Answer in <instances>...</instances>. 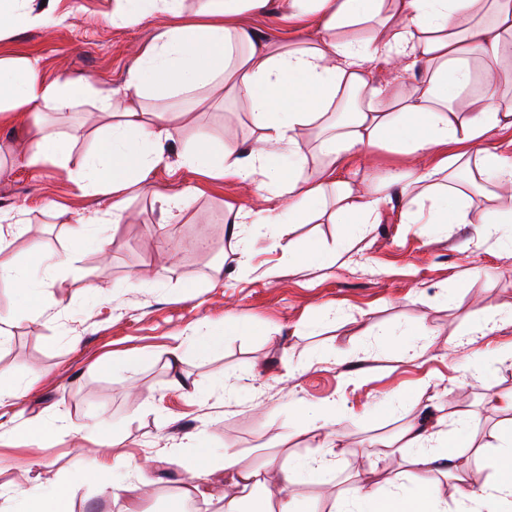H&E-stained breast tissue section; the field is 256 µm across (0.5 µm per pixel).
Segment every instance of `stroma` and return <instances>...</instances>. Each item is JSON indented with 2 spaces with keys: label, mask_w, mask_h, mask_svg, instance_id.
<instances>
[{
  "label": "stroma",
  "mask_w": 512,
  "mask_h": 512,
  "mask_svg": "<svg viewBox=\"0 0 512 512\" xmlns=\"http://www.w3.org/2000/svg\"><path fill=\"white\" fill-rule=\"evenodd\" d=\"M115 0H60L62 25L20 29L0 40V57H37L46 80L85 76L94 89L121 86L158 25L118 27ZM244 24L266 40L311 36L276 9L247 14ZM45 125L71 138L78 167L108 120L93 98L68 110L46 109ZM29 135L21 125L0 127V211L25 206V232L10 247L14 262L31 266V248L60 257L57 277L37 276L42 308L19 318L0 346V376L29 382L22 412L0 419V512H19L20 478L63 479L107 462L114 484L138 483L132 512H167L195 461L193 449L172 460L157 456L164 443L200 437L212 459L225 450L248 468L279 471L285 456L314 450L294 415L323 409L337 446L320 482L300 479L295 494L330 512L339 494L385 486L403 470L385 457L392 442L424 406L436 407L442 427L471 423L460 476L434 474L441 500L455 507L463 486L490 474L494 434L512 413L494 409L490 395L512 394V322L483 326L487 310L512 311V253L480 242L473 224H401L385 208L379 223L322 221L294 225L276 242L254 227L251 261L235 263L236 242L224 226L231 209L275 206L274 189L245 190L213 180L183 163L186 149L204 140L213 149L253 137L246 113L213 102L195 112L166 145L167 162L150 175V189L126 193L121 223L89 228V242L73 246L77 217L106 211L111 198L85 191L68 170L14 165ZM394 148L369 160L350 158L342 179L367 186L388 171L412 167ZM189 190L175 224H163L160 198ZM224 283L211 284L213 266ZM479 267V277L459 274ZM107 279V298L91 286ZM219 339L198 356L197 333ZM423 350L404 358L407 346ZM181 359L171 362L172 350ZM490 364L485 376L475 365ZM52 431L44 447L26 435L30 422ZM119 439L112 460L102 458L98 432Z\"/></svg>",
  "instance_id": "stroma-1"
}]
</instances>
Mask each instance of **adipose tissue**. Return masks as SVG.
Listing matches in <instances>:
<instances>
[{
	"label": "adipose tissue",
	"instance_id": "adipose-tissue-1",
	"mask_svg": "<svg viewBox=\"0 0 512 512\" xmlns=\"http://www.w3.org/2000/svg\"><path fill=\"white\" fill-rule=\"evenodd\" d=\"M55 0H0V39L23 26L56 25ZM184 0H118L113 24L137 26L164 17L168 24L137 59L124 84L99 98V112L117 113L119 120L94 147L80 178L95 194L113 195L100 218H79L72 229L82 243L93 222L120 223L124 202L119 194L136 188L148 191L151 172L167 160L165 141L174 139L175 98L222 91L226 103L241 105L253 127L247 144L226 143L215 152L206 141L187 149L183 162L206 176L232 178L263 189L277 186L279 203L256 214L239 207L229 218L237 237L239 266L251 258L247 242L252 224L271 225L275 237L293 225L329 218L374 224L398 188L409 208L402 223H479L484 241H498V219L471 214L474 197L494 200L499 189L512 190V159L488 140L491 131L512 128V102L496 103L500 83H512V0H282L290 21L314 27L312 40L301 44L259 40L241 17L265 12L269 0H199L198 21L184 18ZM382 62L401 73L421 70L419 81L390 93L374 86L369 66ZM91 89L85 78L48 82L40 62L30 56L0 58V125L25 118L36 130L19 156L27 167L67 168L64 137L40 124L44 109H69ZM153 100L145 110L144 100ZM353 105L346 124L322 134L320 161L310 162L298 138L299 129L313 126L325 115ZM455 145L451 155L421 169L390 171L370 187L360 189L337 178L347 155L392 146L412 156ZM287 151L291 163L280 168L273 159ZM447 199L449 208L438 207ZM24 227L15 211L0 212V280L12 285L21 304L14 314L0 316V344L16 318L41 305L27 271L6 259L11 238ZM329 416L312 414L302 420L316 444L297 468L308 478L326 469L335 455L329 439ZM489 480L463 490L455 512H503L512 507V424L501 427ZM466 444L460 434L449 435L428 426L408 425L396 454L406 458L409 491L355 490L356 510L338 503L335 512H446L434 492L432 475L453 466ZM231 485L223 512H244L257 502L256 512H314L311 504L292 494L267 492L262 472L244 468L237 452L218 462ZM25 512H67L69 488L31 484L21 489Z\"/></svg>",
	"mask_w": 512,
	"mask_h": 512
}]
</instances>
